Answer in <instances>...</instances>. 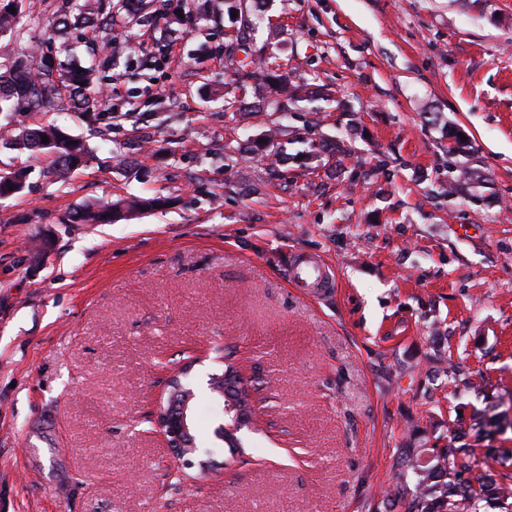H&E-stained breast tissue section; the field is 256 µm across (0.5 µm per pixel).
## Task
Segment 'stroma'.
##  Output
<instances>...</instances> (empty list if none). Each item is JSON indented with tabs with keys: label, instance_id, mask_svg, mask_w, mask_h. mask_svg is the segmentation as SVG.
Masks as SVG:
<instances>
[{
	"label": "stroma",
	"instance_id": "35a3bbf8",
	"mask_svg": "<svg viewBox=\"0 0 512 512\" xmlns=\"http://www.w3.org/2000/svg\"><path fill=\"white\" fill-rule=\"evenodd\" d=\"M234 5L153 0L131 41L121 18L107 43L71 30L110 113L14 115L86 141L66 181L0 141V170H31L0 200V512H402L401 449L479 414L476 468L512 448V0H265L262 61L312 93L289 112L226 107ZM266 138L275 155H239ZM126 197L166 204L64 221ZM301 254L332 288L290 283ZM199 355L220 468L179 484L149 417ZM219 355L258 407L234 459Z\"/></svg>",
	"mask_w": 512,
	"mask_h": 512
}]
</instances>
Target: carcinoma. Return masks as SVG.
Returning a JSON list of instances; mask_svg holds the SVG:
<instances>
[{"label":"carcinoma","mask_w":512,"mask_h":512,"mask_svg":"<svg viewBox=\"0 0 512 512\" xmlns=\"http://www.w3.org/2000/svg\"><path fill=\"white\" fill-rule=\"evenodd\" d=\"M23 0H0V34L14 38L17 52L0 62V114L18 111L17 100L25 96L26 110L41 112L56 100H65L90 122L111 111L96 85L94 70L74 62H63L46 53L35 55L25 39L28 18L21 11ZM88 8L71 17L67 14L57 20L48 34V42L62 40L68 31L86 22L96 25L102 38L111 31L115 15L125 11H143L147 0H87ZM15 12H8V8ZM235 89L245 92L250 88H276L282 99L272 101L273 109L297 102L298 88L282 83V75L266 66L241 65L234 73ZM48 137L49 143L43 142ZM13 143L22 148L53 157L51 174L66 177L71 170L85 163L87 151L78 141L52 125L29 127L22 125L13 135ZM28 172L18 169L0 172V199L12 197L24 189ZM157 199L123 202L87 203L71 210L68 221L73 224H110L121 214L157 207ZM425 448H406L403 451L408 473L396 483L389 497L404 505V512H480L482 503L494 500L512 512V479L497 470L512 458L505 449L488 458L483 473L471 477V457L474 451L462 444L452 443L439 450L432 449V457L425 458Z\"/></svg>","instance_id":"cac0c4a2"}]
</instances>
